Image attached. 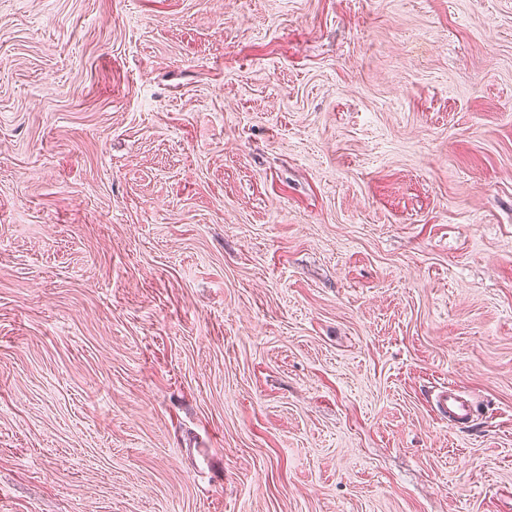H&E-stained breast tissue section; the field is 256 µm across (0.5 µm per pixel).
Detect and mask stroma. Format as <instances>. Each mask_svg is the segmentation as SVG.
Returning a JSON list of instances; mask_svg holds the SVG:
<instances>
[{
	"instance_id": "1",
	"label": "stroma",
	"mask_w": 512,
	"mask_h": 512,
	"mask_svg": "<svg viewBox=\"0 0 512 512\" xmlns=\"http://www.w3.org/2000/svg\"><path fill=\"white\" fill-rule=\"evenodd\" d=\"M0 512H512V0H0ZM439 403L443 413L448 415V421L457 426L470 423L477 409L472 401L453 387H448V390L441 393Z\"/></svg>"
}]
</instances>
